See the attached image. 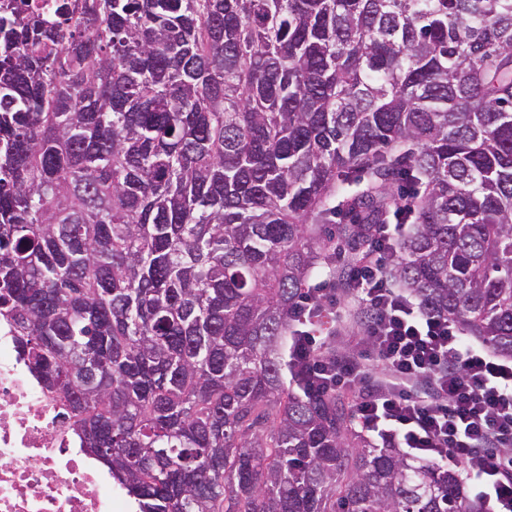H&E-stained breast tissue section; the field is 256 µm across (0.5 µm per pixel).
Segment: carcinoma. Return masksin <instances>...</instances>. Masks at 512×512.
Returning a JSON list of instances; mask_svg holds the SVG:
<instances>
[{
  "instance_id": "obj_1",
  "label": "carcinoma",
  "mask_w": 512,
  "mask_h": 512,
  "mask_svg": "<svg viewBox=\"0 0 512 512\" xmlns=\"http://www.w3.org/2000/svg\"><path fill=\"white\" fill-rule=\"evenodd\" d=\"M390 210L393 276L512 359V0L0 8V324L136 512H480L283 379ZM345 259L333 260L328 265H324L320 270L312 276L309 281V289L307 298L302 300V306L298 310L296 321L298 324H303V320L315 311H320L323 307H337L341 304L343 297L336 293L334 288L344 289V267L346 266ZM322 281L329 282V286ZM320 285L316 287L319 283ZM316 287V288H315Z\"/></svg>"
}]
</instances>
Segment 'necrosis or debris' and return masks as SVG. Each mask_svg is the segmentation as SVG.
<instances>
[{
  "instance_id": "1",
  "label": "necrosis or debris",
  "mask_w": 512,
  "mask_h": 512,
  "mask_svg": "<svg viewBox=\"0 0 512 512\" xmlns=\"http://www.w3.org/2000/svg\"><path fill=\"white\" fill-rule=\"evenodd\" d=\"M72 436L66 409L22 367L0 327V512H129Z\"/></svg>"
}]
</instances>
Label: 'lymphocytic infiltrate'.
<instances>
[{
	"instance_id": "obj_1",
	"label": "lymphocytic infiltrate",
	"mask_w": 512,
	"mask_h": 512,
	"mask_svg": "<svg viewBox=\"0 0 512 512\" xmlns=\"http://www.w3.org/2000/svg\"><path fill=\"white\" fill-rule=\"evenodd\" d=\"M404 225L382 224L337 294L309 289L297 312L362 304L369 317L343 351L314 334L288 338V375L302 391L357 393L359 423L436 464L457 465L479 486L481 512H512V360L475 345L450 318L423 311L388 273L390 247Z\"/></svg>"
}]
</instances>
